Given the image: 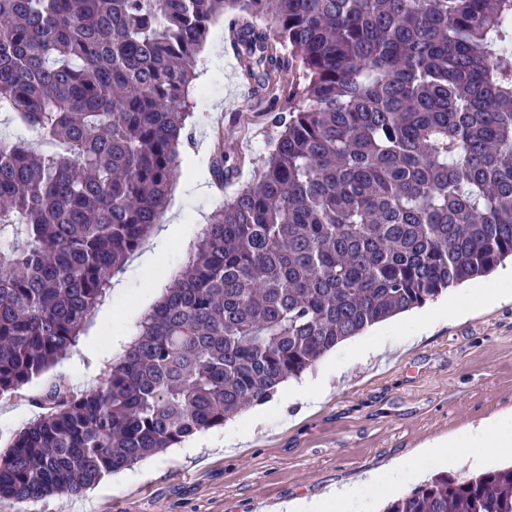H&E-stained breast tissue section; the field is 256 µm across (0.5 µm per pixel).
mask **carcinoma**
<instances>
[{"instance_id":"carcinoma-1","label":"carcinoma","mask_w":512,"mask_h":512,"mask_svg":"<svg viewBox=\"0 0 512 512\" xmlns=\"http://www.w3.org/2000/svg\"><path fill=\"white\" fill-rule=\"evenodd\" d=\"M219 16L282 134L97 385L36 398L0 499L78 496L512 257V0H0V107L38 137L0 136L1 398L160 223ZM382 512H512V466Z\"/></svg>"}]
</instances>
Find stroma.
I'll use <instances>...</instances> for the list:
<instances>
[{
	"mask_svg": "<svg viewBox=\"0 0 512 512\" xmlns=\"http://www.w3.org/2000/svg\"><path fill=\"white\" fill-rule=\"evenodd\" d=\"M194 70V116L162 218L172 227L164 249L146 272L127 260L113 278L120 291H108L66 358L10 398H0V452L41 415L35 398L50 385L63 380L75 391L95 385L141 314L181 274L202 224L225 198L254 183L278 138L264 91L241 90L244 79L227 46L225 21L212 27ZM218 149L236 162L237 171L223 188L202 190L196 177L209 172ZM419 316L415 310L365 332L363 341L381 348L368 359H354L351 342L337 346L306 374L329 385L317 408L292 401L293 386L285 384L274 396L278 410L229 451L208 449L209 435L202 432L190 440L197 453L167 449L154 471L141 462L151 472L147 479L108 475L77 497L27 504L0 500V512H284L295 500L340 488L358 491L345 512H379L387 500L445 470L425 456L427 442L512 415V296L449 315L424 333L417 327ZM403 460L414 461L415 469L398 470ZM445 471L455 478L473 473L465 461Z\"/></svg>",
	"mask_w": 512,
	"mask_h": 512,
	"instance_id": "obj_1",
	"label": "stroma"
}]
</instances>
